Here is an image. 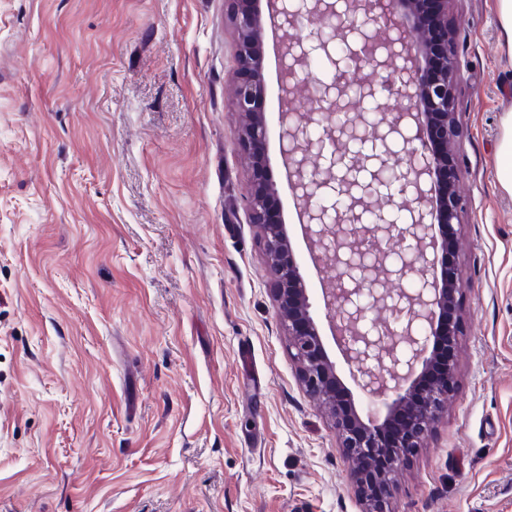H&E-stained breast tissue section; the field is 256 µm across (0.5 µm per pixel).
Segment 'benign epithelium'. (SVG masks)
Returning a JSON list of instances; mask_svg holds the SVG:
<instances>
[{
    "label": "benign epithelium",
    "mask_w": 512,
    "mask_h": 512,
    "mask_svg": "<svg viewBox=\"0 0 512 512\" xmlns=\"http://www.w3.org/2000/svg\"><path fill=\"white\" fill-rule=\"evenodd\" d=\"M414 0H269L291 35L282 52L289 108L280 122V151L299 206L301 226L331 287L334 340L357 388L390 418L410 405L418 380L437 355L441 307L455 305L458 274L448 261L464 200L457 191L455 144L460 135L455 90L461 70L450 0H432L435 24L411 15ZM238 68L230 99L243 118L239 144L251 160V221L275 275L277 311L288 326L298 376L330 411L351 459L383 447L382 425L355 408L336 406L335 369L316 323L301 267L287 248L286 225L267 215L273 194L263 155L268 139L258 104L265 92L258 0H230ZM310 34H292L303 23ZM323 63L325 75L311 71ZM448 169L436 201L432 180ZM448 225V237L437 232ZM392 280L410 282L396 292ZM428 402L414 406L405 439L384 470L352 474L362 512H393V473L420 443L455 388V359Z\"/></svg>",
    "instance_id": "7a95c632"
}]
</instances>
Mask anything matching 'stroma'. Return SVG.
<instances>
[{
	"instance_id": "obj_1",
	"label": "stroma",
	"mask_w": 512,
	"mask_h": 512,
	"mask_svg": "<svg viewBox=\"0 0 512 512\" xmlns=\"http://www.w3.org/2000/svg\"><path fill=\"white\" fill-rule=\"evenodd\" d=\"M228 0H0V512H361L333 421L276 312L225 88ZM459 188L456 390L394 512H512V195L497 182L512 56L497 0H451ZM267 156L337 378L279 151L282 45L264 19ZM248 344L256 374L238 348Z\"/></svg>"
}]
</instances>
